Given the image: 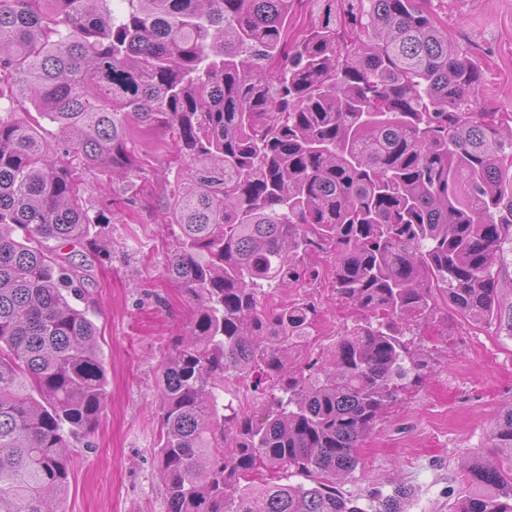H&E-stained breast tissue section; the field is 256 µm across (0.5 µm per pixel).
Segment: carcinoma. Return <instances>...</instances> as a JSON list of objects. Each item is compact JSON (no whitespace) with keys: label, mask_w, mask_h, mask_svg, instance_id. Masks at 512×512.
<instances>
[{"label":"carcinoma","mask_w":512,"mask_h":512,"mask_svg":"<svg viewBox=\"0 0 512 512\" xmlns=\"http://www.w3.org/2000/svg\"><path fill=\"white\" fill-rule=\"evenodd\" d=\"M0 0V512H66L71 439L108 395L77 305L109 208L182 183L169 281L192 308L160 366L157 457L167 512H401L404 486L361 498L336 480L388 405L423 378L412 324L451 308L512 338V128L424 0ZM55 127V142L46 125ZM333 256L360 315L299 367L320 311L263 309L265 287ZM271 382L254 412L224 382ZM453 512H512V409ZM294 470L297 485L256 484ZM312 9L313 6L308 0H299V3H294L292 13L288 17V30L291 35L297 36L308 24Z\"/></svg>","instance_id":"cac0c4a2"}]
</instances>
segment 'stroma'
<instances>
[{
    "label": "stroma",
    "mask_w": 512,
    "mask_h": 512,
    "mask_svg": "<svg viewBox=\"0 0 512 512\" xmlns=\"http://www.w3.org/2000/svg\"><path fill=\"white\" fill-rule=\"evenodd\" d=\"M449 38L482 70L484 107L512 117V0H429ZM155 205L134 217L115 212L92 231L95 251L86 286L89 316L99 332L108 399L96 431L74 441L67 512H166L155 452L160 365L172 336L188 321L189 303L167 277L175 238L158 205L170 193L156 174ZM316 278L270 288L262 306L308 299L322 315L309 349L330 345L358 315L335 291L332 259L310 261ZM429 368L422 381L388 406L359 445L357 469L342 492L366 496L403 485L404 512H452L467 488L466 468L489 451V434L512 408V338L496 324L471 327L460 318L421 326L414 338Z\"/></svg>",
    "instance_id": "1"
}]
</instances>
